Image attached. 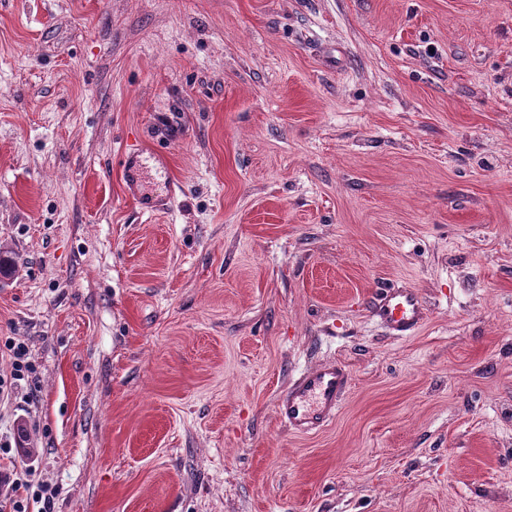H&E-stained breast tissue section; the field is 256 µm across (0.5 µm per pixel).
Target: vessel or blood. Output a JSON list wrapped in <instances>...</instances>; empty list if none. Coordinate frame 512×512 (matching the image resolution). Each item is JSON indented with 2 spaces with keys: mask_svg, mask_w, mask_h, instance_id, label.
Here are the masks:
<instances>
[{
  "mask_svg": "<svg viewBox=\"0 0 512 512\" xmlns=\"http://www.w3.org/2000/svg\"><path fill=\"white\" fill-rule=\"evenodd\" d=\"M374 312L386 334L396 338L413 335L426 319L424 302L413 288L384 290L375 301ZM350 383V371L341 362L307 368L280 392L275 415L290 433L312 434L335 419Z\"/></svg>",
  "mask_w": 512,
  "mask_h": 512,
  "instance_id": "b4317fda",
  "label": "vessel or blood"
}]
</instances>
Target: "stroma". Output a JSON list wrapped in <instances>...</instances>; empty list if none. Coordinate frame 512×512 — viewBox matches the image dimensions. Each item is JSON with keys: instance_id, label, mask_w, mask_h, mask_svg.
<instances>
[{"instance_id": "35a3bbf8", "label": "stroma", "mask_w": 512, "mask_h": 512, "mask_svg": "<svg viewBox=\"0 0 512 512\" xmlns=\"http://www.w3.org/2000/svg\"><path fill=\"white\" fill-rule=\"evenodd\" d=\"M1 250L57 512H512V0H0ZM374 312L386 334L396 338L413 335L426 319L424 302L413 288L384 290L376 298ZM350 383V371L341 362L307 368L278 395L276 418L290 433L312 434L336 418Z\"/></svg>"}]
</instances>
